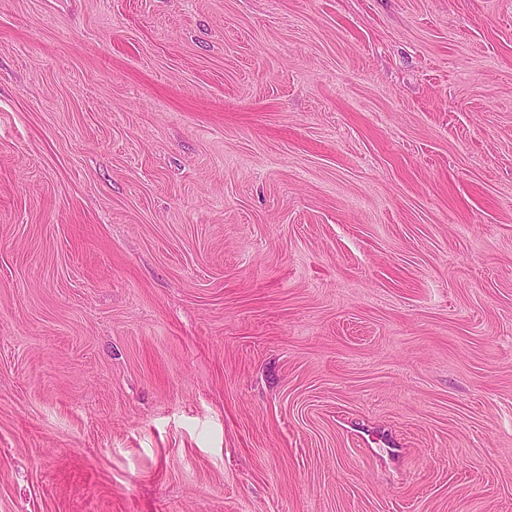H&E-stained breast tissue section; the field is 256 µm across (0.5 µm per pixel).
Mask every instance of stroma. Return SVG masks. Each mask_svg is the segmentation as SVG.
I'll return each instance as SVG.
<instances>
[{"mask_svg":"<svg viewBox=\"0 0 512 512\" xmlns=\"http://www.w3.org/2000/svg\"><path fill=\"white\" fill-rule=\"evenodd\" d=\"M0 512H512V0H0Z\"/></svg>","mask_w":512,"mask_h":512,"instance_id":"1","label":"stroma"}]
</instances>
